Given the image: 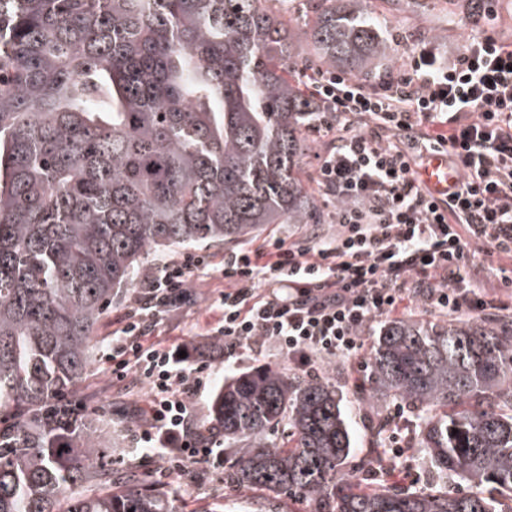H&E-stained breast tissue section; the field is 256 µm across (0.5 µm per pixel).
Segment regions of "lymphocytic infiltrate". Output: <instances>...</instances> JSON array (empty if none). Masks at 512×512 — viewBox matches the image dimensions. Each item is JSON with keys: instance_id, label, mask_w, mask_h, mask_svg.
Returning <instances> with one entry per match:
<instances>
[{"instance_id": "lymphocytic-infiltrate-1", "label": "lymphocytic infiltrate", "mask_w": 512, "mask_h": 512, "mask_svg": "<svg viewBox=\"0 0 512 512\" xmlns=\"http://www.w3.org/2000/svg\"><path fill=\"white\" fill-rule=\"evenodd\" d=\"M305 80L319 105L307 129L333 141L317 171L333 229L218 262L183 254L145 272L114 321L105 371L113 386L145 387L132 442L168 475L224 463L223 435L196 417L213 356L184 358L159 339L193 282L224 283L206 333L223 340L225 360L269 344L301 370L361 359L365 329L414 305L472 316L512 307L499 293L511 277L497 287L481 278L484 257L512 261V45L483 30L446 60L416 47L370 84L320 68ZM434 155L461 174L442 204L419 177Z\"/></svg>"}]
</instances>
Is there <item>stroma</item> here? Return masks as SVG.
Wrapping results in <instances>:
<instances>
[{
  "label": "stroma",
  "mask_w": 512,
  "mask_h": 512,
  "mask_svg": "<svg viewBox=\"0 0 512 512\" xmlns=\"http://www.w3.org/2000/svg\"><path fill=\"white\" fill-rule=\"evenodd\" d=\"M376 18L383 21L392 52L381 63L382 68L403 65L412 45L428 43L443 58L455 56L464 47L476 25H485L504 41L512 42V0H483L479 18H472L468 0H371ZM143 398L140 388L123 391L113 388L100 360H93L90 369L75 389L72 402L85 403L95 410L100 425L111 436L112 468L122 472L132 470L154 478L156 463L141 460L130 447L129 436L135 423L133 407ZM415 417L403 410L393 435L401 447L392 456L393 471L398 478L421 486L426 482L420 471L419 459L410 444L415 435ZM170 512H255L259 498L249 491L232 489L224 481L222 470L205 474L193 483L188 497H180L179 487H163Z\"/></svg>",
  "instance_id": "35a3bbf8"
}]
</instances>
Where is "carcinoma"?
I'll list each match as a JSON object with an SVG mask.
<instances>
[{"label": "carcinoma", "mask_w": 512, "mask_h": 512, "mask_svg": "<svg viewBox=\"0 0 512 512\" xmlns=\"http://www.w3.org/2000/svg\"><path fill=\"white\" fill-rule=\"evenodd\" d=\"M264 2L0 0V512H167L61 408L97 327L156 252L314 223L317 103L297 73L372 79L390 52L368 0H307L296 29ZM370 364L360 458L329 380L224 383L227 482L279 512H512V319H391ZM396 402L415 411L427 489L375 477Z\"/></svg>", "instance_id": "1"}]
</instances>
